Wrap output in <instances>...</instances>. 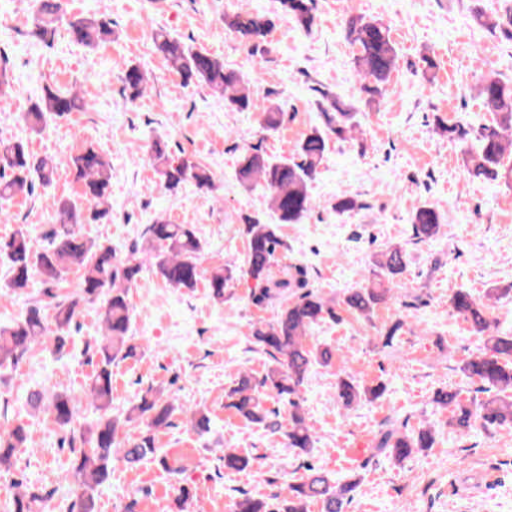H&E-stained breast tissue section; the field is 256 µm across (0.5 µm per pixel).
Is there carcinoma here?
<instances>
[{"mask_svg": "<svg viewBox=\"0 0 512 512\" xmlns=\"http://www.w3.org/2000/svg\"><path fill=\"white\" fill-rule=\"evenodd\" d=\"M281 13L298 27L309 30L315 16L313 0H279ZM482 25L490 30L512 34V12L503 16H478ZM61 21L59 0H41L40 15L32 37L44 44H51L58 23ZM224 24L240 37L256 46L266 41L275 26L274 18L264 13L224 15ZM73 42L94 47L112 36V21L98 15L80 16L68 22ZM346 39L356 50L354 69L357 73L359 93L365 103L376 102L384 84L396 69L398 53L388 28L376 20L350 16L344 23ZM156 50L171 64L183 83H202L224 95V105L236 112H248L252 107L251 88L243 75L224 65V60L202 51H196L182 41L160 29L154 34ZM124 90L130 101L141 97L146 89L145 73L136 65L127 66L121 74ZM479 98L485 111L492 114V121L473 132L460 126H441L451 140L465 145L463 161L477 176L491 181L512 182V164L506 156L512 154V83L494 75L482 78ZM87 109V103L78 92L47 86L40 101L26 112L25 120L34 131L42 130L50 117L62 118L71 112ZM325 129H314L297 145L296 157L274 159L258 149L247 150L238 160L237 178L248 189L258 187L269 191L272 207L280 224H299L311 211L308 184L315 178L328 147L329 135L338 139L353 132L358 126L356 108L330 97L329 108L324 110ZM280 107L271 106L265 112L263 129L275 132L282 123ZM164 184L175 189L193 180L204 187L210 176L189 159L177 163L169 158L160 143H154L151 154ZM67 166L74 181L81 186L80 205L70 198H55L52 208L59 230L50 245L35 251L28 230L18 229L7 238H0V260L8 264L11 278L9 287L17 295L29 287L34 275L45 283H54L72 268L81 271L83 297L92 299L109 290L103 305L101 322L103 334L98 344L100 362L89 385L90 406L95 420L81 435L82 448L71 462L68 478L80 491L77 497L78 512H95V492L106 483L112 473L116 435L124 423L141 421L146 431L120 449V460L135 466L149 455L157 456L154 432L171 425L176 411L172 400L162 393L142 397L128 410L124 419L112 417V364L133 355L130 327L132 310L126 287L136 282L148 264L173 288H193L200 278L198 254L200 242L186 224H170L161 219L148 226L147 233L152 247L144 250L145 256L120 260L112 248L89 242L77 229L79 224L98 222L109 218L106 207L110 195L112 170L105 157L92 147L69 156ZM58 162L53 157L36 158L21 141H0V201L29 195L35 184L50 186L55 179ZM413 230L420 241L431 240L440 232V217L432 206L418 208L413 216ZM247 252L242 268L226 266L224 271L213 274L208 288L217 299L224 298L229 283L243 273L256 281L251 300L261 305H277L276 316L269 322L260 321L252 330V337L274 361L263 377L252 381L243 376L225 394L227 407L233 408L247 421L264 424L272 431H280L277 422L268 420L264 408L267 397L288 405V429L283 432L287 447L306 453L313 447L314 439L300 402V387L315 364L327 366L333 352L328 347L308 344L313 325L330 319L336 321V305L321 293L308 289L293 297L283 294L288 282L269 287L273 275V261L279 240L275 229L254 218L246 224ZM407 266L406 251L401 246H388L375 254L372 278L361 288L350 289L344 300V311L357 319H370L376 307L385 302L391 291L388 287ZM450 303L456 314L471 324L473 332L484 337L491 351L489 355L471 356L459 365V371L468 380L480 384L487 399L477 405L466 404L457 391L440 390L436 403L450 409V425L461 435L469 434L473 423L480 419L484 425H512V335L491 331V322L484 305L469 292L460 289L453 293ZM79 300H61L46 319L42 308L28 304L25 313L9 327H0V369L15 367L37 343L45 338L54 341L56 351L65 346L66 332L76 322ZM338 396L342 405L350 408L362 401L374 402L386 390L382 384L361 386L350 378L339 380ZM32 408L50 415L61 427L70 426L77 419L78 405L67 392H34L30 395ZM189 422L199 433L210 430V417L205 409L191 411ZM436 438L431 428L423 426L408 434L388 423L371 441L373 456H384L398 463L413 454L434 447ZM27 436L24 428L17 426L0 434V465L7 464L16 452L24 447ZM251 457L240 455L231 448L224 449V469L242 471L249 467ZM358 481L343 484L313 467L301 480L286 485L285 493L270 498L255 497L247 492L234 498L233 512H307L314 501L323 504L324 512H344L351 502ZM43 496L26 487L13 501L11 512H35Z\"/></svg>", "mask_w": 512, "mask_h": 512, "instance_id": "carcinoma-1", "label": "carcinoma"}]
</instances>
